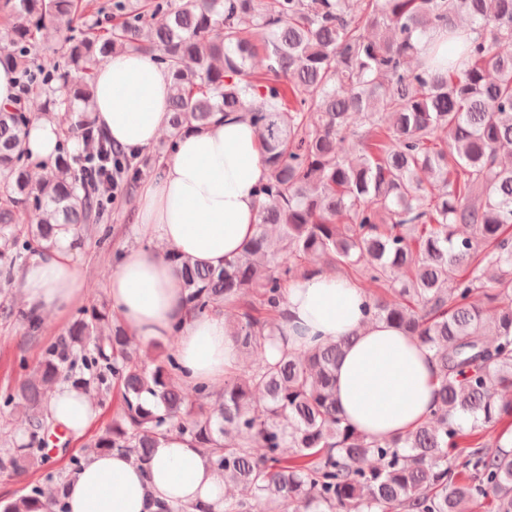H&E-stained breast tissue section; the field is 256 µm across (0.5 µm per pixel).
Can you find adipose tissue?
Wrapping results in <instances>:
<instances>
[{
  "label": "adipose tissue",
  "mask_w": 512,
  "mask_h": 512,
  "mask_svg": "<svg viewBox=\"0 0 512 512\" xmlns=\"http://www.w3.org/2000/svg\"><path fill=\"white\" fill-rule=\"evenodd\" d=\"M172 77L149 55L124 53L97 67L90 114L115 146L133 153L154 146L169 123ZM268 168L264 145L245 117H217L181 138L143 186L136 219L149 245L123 252L108 285L113 312L129 335L147 343L177 334L181 379L223 383L241 367V352L222 312L189 310L172 248L213 268L236 257L256 232L259 185ZM72 230L59 231L17 275L30 315L64 313L85 297L74 260ZM365 291L341 275L319 272L291 281L278 329L264 356L303 352L318 343L353 337L336 369L341 415L374 440L403 436L428 421L437 403L438 367L427 346L363 311ZM96 402L64 384L50 416L72 435L94 420ZM204 503L224 512V479L188 438L159 439L148 461L123 452L97 454L68 483L71 512H152L154 500Z\"/></svg>",
  "instance_id": "obj_1"
}]
</instances>
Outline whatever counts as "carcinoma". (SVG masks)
Returning <instances> with one entry per match:
<instances>
[{
  "label": "carcinoma",
  "instance_id": "carcinoma-1",
  "mask_svg": "<svg viewBox=\"0 0 512 512\" xmlns=\"http://www.w3.org/2000/svg\"><path fill=\"white\" fill-rule=\"evenodd\" d=\"M441 30L448 55L421 56L419 42ZM49 33L60 54L45 64ZM503 42H512V0H0V64L25 95L44 98L43 113L76 114L59 127L54 155L38 158L21 142L32 113L21 102L0 107L1 283L57 226L99 232L112 205L99 181L131 190L215 113L247 112L269 171L257 231L221 268L166 252L191 311L235 307L231 334L243 352H262L286 284L315 257L383 290L370 294L372 316L426 345L439 369L432 417L373 441L336 404L344 340L244 369L211 404L209 388L181 381L175 337L153 343L159 354L144 365L105 308L83 309L36 376L4 396L23 410L30 441L1 450L0 470H20L42 449L45 390L65 373L78 390L119 391L86 453L145 462L159 438L187 436L224 484L243 488L224 512H512V449L492 436L512 418V54L497 51ZM258 45L261 73L249 64ZM128 52L150 53L172 75L169 138L151 154L113 149L89 115L98 62ZM355 113L363 132L350 130ZM350 135L355 160L343 146ZM458 224L471 233L457 236ZM48 498L69 512L66 495L37 484L0 512H42Z\"/></svg>",
  "mask_w": 512,
  "mask_h": 512
}]
</instances>
